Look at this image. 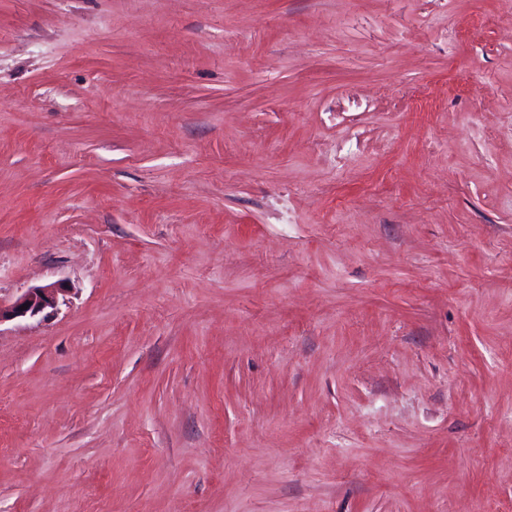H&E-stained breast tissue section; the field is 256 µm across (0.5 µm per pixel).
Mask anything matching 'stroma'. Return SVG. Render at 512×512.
Listing matches in <instances>:
<instances>
[{"label":"stroma","instance_id":"obj_1","mask_svg":"<svg viewBox=\"0 0 512 512\" xmlns=\"http://www.w3.org/2000/svg\"><path fill=\"white\" fill-rule=\"evenodd\" d=\"M0 512H512V0H0ZM66 288L60 283H51L43 286L28 288L13 303L3 306L0 301V324L3 321L18 318H33L36 316L48 317L57 310L60 298L64 296ZM28 304V308L20 310V307Z\"/></svg>","mask_w":512,"mask_h":512}]
</instances>
